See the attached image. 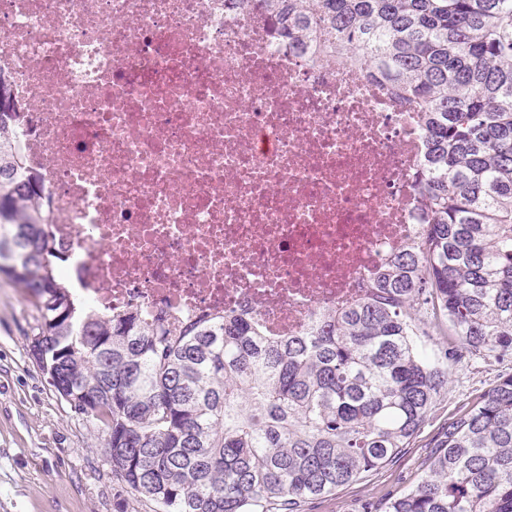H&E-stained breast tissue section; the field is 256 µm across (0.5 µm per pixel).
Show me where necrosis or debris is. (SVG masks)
Returning a JSON list of instances; mask_svg holds the SVG:
<instances>
[{
    "label": "necrosis or debris",
    "instance_id": "obj_1",
    "mask_svg": "<svg viewBox=\"0 0 512 512\" xmlns=\"http://www.w3.org/2000/svg\"><path fill=\"white\" fill-rule=\"evenodd\" d=\"M0 103L101 314L295 336L421 232L419 112L271 0H0Z\"/></svg>",
    "mask_w": 512,
    "mask_h": 512
}]
</instances>
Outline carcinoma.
Here are the masks:
<instances>
[{"mask_svg": "<svg viewBox=\"0 0 512 512\" xmlns=\"http://www.w3.org/2000/svg\"><path fill=\"white\" fill-rule=\"evenodd\" d=\"M292 40L422 111V233L366 297L299 336L252 317L151 324L79 300L0 106V272L39 312L30 352L106 430L112 469L158 512H304L397 459L448 391V359L512 354V0H280ZM459 347L418 343L442 321ZM382 512H512V374L448 423Z\"/></svg>", "mask_w": 512, "mask_h": 512, "instance_id": "obj_1", "label": "carcinoma"}]
</instances>
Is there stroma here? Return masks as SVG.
Instances as JSON below:
<instances>
[{
    "label": "stroma",
    "mask_w": 512,
    "mask_h": 512,
    "mask_svg": "<svg viewBox=\"0 0 512 512\" xmlns=\"http://www.w3.org/2000/svg\"><path fill=\"white\" fill-rule=\"evenodd\" d=\"M37 318L23 288L0 273V512H155V504L127 492L105 459L100 423L74 411L31 356ZM511 373V357L453 365L447 393L401 457L306 512H363L414 486L448 422Z\"/></svg>",
    "instance_id": "obj_1"
}]
</instances>
